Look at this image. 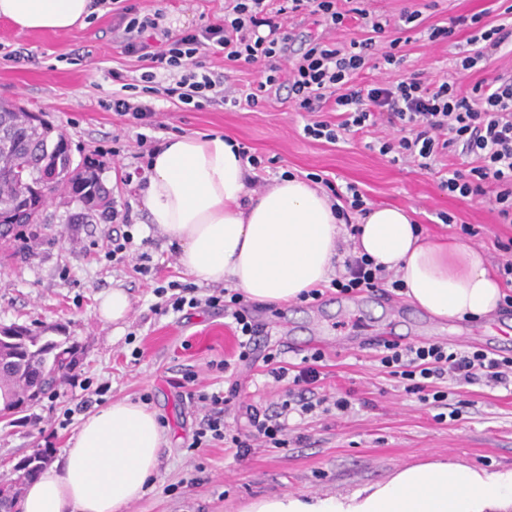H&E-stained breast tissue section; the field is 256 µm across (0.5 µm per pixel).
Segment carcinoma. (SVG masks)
<instances>
[{
    "instance_id": "obj_1",
    "label": "carcinoma",
    "mask_w": 512,
    "mask_h": 512,
    "mask_svg": "<svg viewBox=\"0 0 512 512\" xmlns=\"http://www.w3.org/2000/svg\"><path fill=\"white\" fill-rule=\"evenodd\" d=\"M58 171L55 191L44 192L41 172L45 166ZM64 196L77 212L70 224H88L112 217V193L105 189L97 169L74 164L65 135L41 119L32 122L26 109L0 101V214L17 217L29 224H46L45 209L53 194ZM20 335L0 342L6 366L0 371V410L22 411L33 402L31 391L52 387L77 364V346L69 340L49 337L54 328L38 333L17 327ZM32 478L28 466H16L0 482L9 488L22 487Z\"/></svg>"
}]
</instances>
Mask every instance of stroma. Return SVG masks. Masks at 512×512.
I'll list each match as a JSON object with an SVG mask.
<instances>
[{
    "label": "stroma",
    "instance_id": "35a3bbf8",
    "mask_svg": "<svg viewBox=\"0 0 512 512\" xmlns=\"http://www.w3.org/2000/svg\"><path fill=\"white\" fill-rule=\"evenodd\" d=\"M142 12L162 11L160 27L178 33L217 22L224 0H138ZM512 0H365L364 6L388 20L376 52L400 36V13L419 10L420 26L402 44L399 66L366 67L356 82L369 85L395 82L414 72L428 82H455L469 93L476 82L495 74H512V45L488 62L470 70L457 68L456 58L468 48V32L452 41L432 42L427 30L458 15L487 11L498 21ZM112 6L104 4L88 23L67 32H23L0 19V99L17 102L59 128L68 137L75 162L102 161L100 177L112 191L117 209L129 212L135 241L143 242L158 269L155 278L137 273L132 265L112 264L104 246L114 226L99 220L72 224L70 206L53 199L47 208L54 220L24 229L33 236L30 253L20 245L0 250V325L34 329L55 327L58 338L79 347L76 374L93 383H108V401L139 400L148 395L166 430L156 473L145 494L127 512H241L253 498L279 492L307 496L348 495L381 481L395 471L429 460L477 466L489 471L512 469V392L481 385H453L462 417L438 422L431 406L405 393L375 360L372 337L391 334L409 342L477 347L512 356V308L498 309L479 320L435 318L411 304L399 292H366L354 296L327 290L319 300L288 304H259L254 316L262 326L255 338L254 362L237 366L233 377L215 369L216 361L233 358L238 341L223 311L199 308L177 315L155 314L154 281L189 282L178 252L167 235L149 229L142 204L145 179L135 177L142 166L138 128L106 108L116 90L110 73L136 71L142 64L122 50L119 32L112 28ZM280 89L261 107L246 104L213 105L200 110L158 100L163 140L191 132L220 133L247 150L265 157L261 186H269L284 171L303 177L318 173L337 190L356 184L370 205L406 210L423 233L432 238H459V223L473 225L476 236L461 237L484 251L497 266L496 238L512 236V225L498 224L489 198H454L439 187L437 177L414 164L389 162L378 152L379 139L393 136L387 124L367 132L345 133L339 141L314 140L303 132L307 115L295 111ZM119 146L117 157H100L103 149ZM456 216L454 226L439 215ZM121 288L132 308L122 329L101 323L97 304L102 292ZM325 361L320 383L324 394L350 393L353 408L343 416L291 417L290 427L303 442L277 448H257L238 461L223 443L192 448L193 434L203 416L175 382L187 371L197 376L195 387L212 392L238 383L236 403L224 420L235 426L239 404L259 412L272 411L282 400L283 387L265 376L263 356L280 351L297 363L314 349ZM80 390L60 388L9 420L0 421V479L35 449L57 458L76 434L82 413ZM73 421L62 425L66 410Z\"/></svg>",
    "mask_w": 512,
    "mask_h": 512
}]
</instances>
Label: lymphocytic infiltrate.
I'll return each mask as SVG.
<instances>
[{
  "instance_id": "1",
  "label": "lymphocytic infiltrate",
  "mask_w": 512,
  "mask_h": 512,
  "mask_svg": "<svg viewBox=\"0 0 512 512\" xmlns=\"http://www.w3.org/2000/svg\"><path fill=\"white\" fill-rule=\"evenodd\" d=\"M337 0H224V17L216 23L167 35L163 49H154L148 31L157 29L158 21L142 14L137 5H117L112 9L114 29L123 31L126 54L144 61L141 95L112 97V110L149 129L162 128L155 106L156 99L174 101L186 108L200 109L212 104L245 101L252 108L266 102L272 91L288 88L297 111L315 114L304 127L307 136L336 142L340 133L376 126L386 120L396 130L393 138L379 142L381 156L397 154L412 159L423 170H431L435 158L443 153L462 150L468 159L467 170H450L440 182L449 196L479 198L492 196L497 215L504 224H512V75H499L492 81L476 83L470 94H461L455 84L442 82L432 86L410 77L396 83H375L366 87L354 84L355 75L368 64L372 35L382 33L379 16L368 9H357L362 25L370 29V38L344 44L310 37L295 63H288L290 34L285 22L293 14L304 13L332 26L343 25L346 13L338 11ZM509 22L485 23L481 14L457 17L455 25H469L470 51L461 57L460 66L471 69L488 59L493 51L512 42V6L507 7ZM223 53L226 62L238 67L262 65L261 78L245 98L234 96L225 86L223 74L208 70L199 60L203 49ZM334 102L341 120L332 123L318 119L327 102ZM344 271L330 282L342 295L373 292L382 286L403 290L401 280L390 279L386 269L369 255L346 256ZM160 314L179 313L206 306L223 310L235 324L238 362L252 359L251 345L260 328L255 323L240 292L215 288L200 294L195 285L168 282L154 288ZM322 351L305 356L301 364L288 365L279 352L264 357L266 373L275 382L285 384L284 397L275 410L250 415L245 430L231 429L224 421L229 397L223 392L194 390V372L182 376L189 386V399L202 404L205 414L195 431L192 448H204L213 442L235 449L237 456L252 448H284L288 440L290 415L307 417L345 414L352 402L345 396L316 394L320 380ZM377 360L406 393L422 403L436 407L437 420H458L459 408L450 403L444 381L503 387L512 390V356H501L481 348L451 349L430 342L382 345Z\"/></svg>"
}]
</instances>
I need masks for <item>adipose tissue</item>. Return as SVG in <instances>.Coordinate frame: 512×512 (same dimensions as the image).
<instances>
[{
  "instance_id": "obj_1",
  "label": "adipose tissue",
  "mask_w": 512,
  "mask_h": 512,
  "mask_svg": "<svg viewBox=\"0 0 512 512\" xmlns=\"http://www.w3.org/2000/svg\"><path fill=\"white\" fill-rule=\"evenodd\" d=\"M94 11L92 0H0V18L27 32L65 31ZM247 169L222 135L168 137L147 170V219L176 243L180 265L197 284L287 304L329 282L342 229L324 192L295 177L253 196ZM360 228L355 253L399 275L406 298L433 317L481 319L499 308L501 286L477 248L428 240L398 207L370 208ZM164 443L155 411L114 401L83 419L62 458L28 483L20 508L125 512L144 493ZM243 512H512V470L432 460L346 496L273 493Z\"/></svg>"
}]
</instances>
